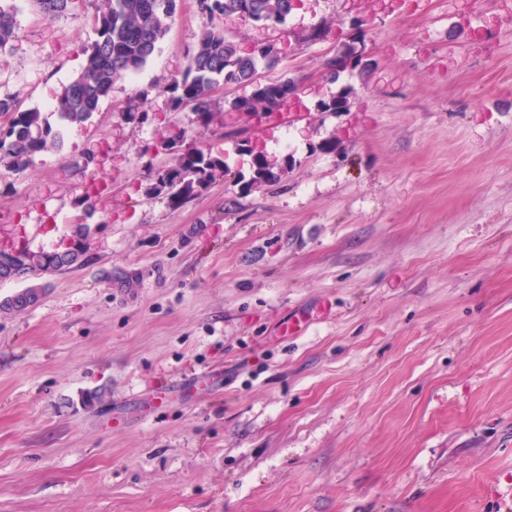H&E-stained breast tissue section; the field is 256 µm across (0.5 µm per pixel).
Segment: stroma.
Listing matches in <instances>:
<instances>
[{
  "instance_id": "obj_1",
  "label": "stroma",
  "mask_w": 512,
  "mask_h": 512,
  "mask_svg": "<svg viewBox=\"0 0 512 512\" xmlns=\"http://www.w3.org/2000/svg\"><path fill=\"white\" fill-rule=\"evenodd\" d=\"M14 4L0 95L62 145L0 161V249L60 250L85 224L91 260L0 282V299L43 288L0 310V512H506L512 0H299L274 26L176 0L152 58L81 124L53 102L97 0L54 19ZM211 26L276 44L261 81L316 94L241 117L242 88L221 85L197 125L164 89ZM358 43L368 68L329 79ZM141 95L142 121L125 113ZM177 127L228 171L176 206L144 152ZM247 142L276 182L251 185ZM297 315L308 329L282 335ZM42 293L41 287L29 286L13 295L7 296L0 302V310L19 311L31 306L30 295L34 298H40Z\"/></svg>"
}]
</instances>
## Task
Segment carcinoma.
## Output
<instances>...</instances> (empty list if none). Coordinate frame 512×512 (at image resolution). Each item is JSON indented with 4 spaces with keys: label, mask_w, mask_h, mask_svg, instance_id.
Wrapping results in <instances>:
<instances>
[{
    "label": "carcinoma",
    "mask_w": 512,
    "mask_h": 512,
    "mask_svg": "<svg viewBox=\"0 0 512 512\" xmlns=\"http://www.w3.org/2000/svg\"><path fill=\"white\" fill-rule=\"evenodd\" d=\"M77 2L79 0H39L43 14L51 19L71 11ZM294 6L295 0H199L198 4L199 11L210 18L217 15L232 18L245 13L250 19L276 24L284 23ZM174 9L175 0H100L95 15L97 39L87 50L86 64L56 98L60 120L69 124L85 122L109 95L116 81L143 68L166 35ZM15 28L16 7L0 3L1 51L12 46ZM351 51L349 46L326 61L332 80H337L340 73L348 69H355L345 64ZM276 61L273 52L265 46L247 55L223 30L207 28L189 51L185 70L172 79L166 92L171 95L176 109L193 105L195 122L201 125L209 124L213 118L211 92L220 84L254 87L248 99L232 101V110L272 111L278 108L282 94L302 88V83L295 78L256 83L259 68H271ZM0 114L10 116L9 124L0 127V158L8 159L17 169L27 168L41 153L58 148L60 137L43 122L40 112L20 111L14 100L0 98ZM158 146L172 155V162L160 168L147 165L149 177L154 181L153 189L166 193L176 205L204 186L214 172L226 168L223 160L198 149L170 144L165 139ZM252 165V184L260 186L278 178L263 153L253 156ZM88 237L89 227L77 224L73 245L63 251H22L15 257L0 256V282L9 280V273L16 267L28 273L52 274L87 263ZM41 293L40 287L29 286L1 300L0 310H24L31 306L30 297L38 298Z\"/></svg>",
    "instance_id": "carcinoma-1"
}]
</instances>
